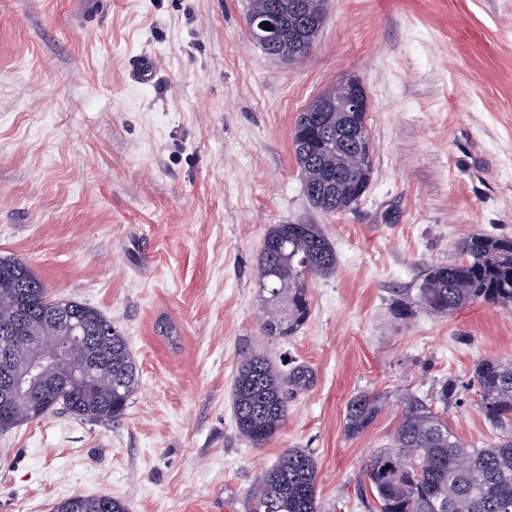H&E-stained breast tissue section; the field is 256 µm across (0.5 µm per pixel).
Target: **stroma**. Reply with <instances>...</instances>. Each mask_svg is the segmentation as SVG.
I'll list each match as a JSON object with an SVG mask.
<instances>
[{"instance_id": "1", "label": "stroma", "mask_w": 512, "mask_h": 512, "mask_svg": "<svg viewBox=\"0 0 512 512\" xmlns=\"http://www.w3.org/2000/svg\"><path fill=\"white\" fill-rule=\"evenodd\" d=\"M69 2L0 0V256L111 318L137 383L117 421L57 410L0 432V512L77 495L127 512H249L288 448L313 454L321 512H376L363 464L391 446L402 395L448 379L450 430L495 439L471 381L481 359L512 361V311L413 300L463 238L512 237V0H327L294 62L251 40L249 0H110L85 33ZM145 54L147 82L133 68ZM351 78L368 96L371 183L326 214L303 193L294 122ZM275 224L320 225L337 257L308 281L307 321L277 339L255 273ZM253 354L287 377L288 417L260 447L231 400ZM360 392L386 401L350 438Z\"/></svg>"}]
</instances>
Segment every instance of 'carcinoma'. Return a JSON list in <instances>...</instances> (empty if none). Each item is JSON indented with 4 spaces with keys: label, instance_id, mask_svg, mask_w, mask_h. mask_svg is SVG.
Masks as SVG:
<instances>
[{
    "label": "carcinoma",
    "instance_id": "carcinoma-1",
    "mask_svg": "<svg viewBox=\"0 0 512 512\" xmlns=\"http://www.w3.org/2000/svg\"><path fill=\"white\" fill-rule=\"evenodd\" d=\"M278 6L283 37L266 54L283 61L306 56L325 18L324 0H250L249 13ZM334 87L296 118L293 150L303 192L325 214L353 208L371 179L369 138L342 135L351 118L331 108L315 111L323 100H336ZM336 252L316 224H275L267 232L256 263L257 282L273 310L265 321L268 335L292 334L308 318L307 278L336 271ZM27 294L28 319L15 320L21 293ZM416 303L436 314H451L484 303L512 307V237L472 234L459 244V258L432 264ZM62 307L75 315L87 337L70 363L75 370L85 358L97 360L91 380L71 376L53 400L32 393L15 407L14 425L44 417L57 408L79 420L112 422L125 414L136 384V364L122 333L99 310L73 300L50 297L44 283L18 258L0 257V337H16L13 366L27 360V338L51 345L68 333L58 316ZM477 408L500 431L497 439L468 445L448 428L432 403L448 407L456 385L443 382L428 403L412 394L403 397L401 420L390 447L364 464L362 479L376 498L378 512H512V362L480 360L474 369ZM279 366L255 354L243 360L233 384L236 428L255 446L274 438L288 416ZM383 397L359 393L346 404L347 435L363 433L377 418ZM54 512H126L112 497L75 496L53 505ZM251 512H320L317 465L305 448H288L259 477Z\"/></svg>",
    "mask_w": 512,
    "mask_h": 512
}]
</instances>
